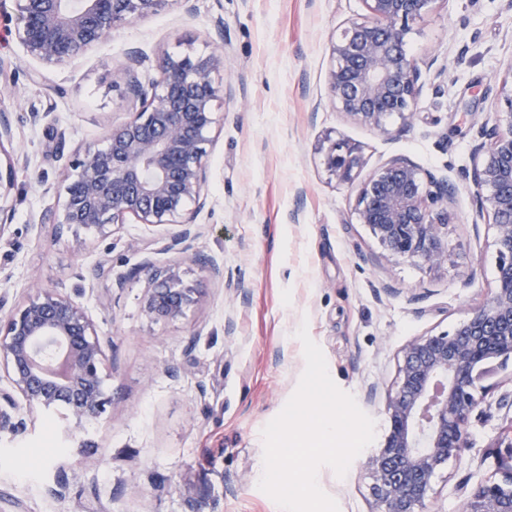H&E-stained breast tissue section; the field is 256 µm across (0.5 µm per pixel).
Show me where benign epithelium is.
Masks as SVG:
<instances>
[{
  "instance_id": "benign-epithelium-1",
  "label": "benign epithelium",
  "mask_w": 512,
  "mask_h": 512,
  "mask_svg": "<svg viewBox=\"0 0 512 512\" xmlns=\"http://www.w3.org/2000/svg\"><path fill=\"white\" fill-rule=\"evenodd\" d=\"M171 0H17L16 37L47 66L74 59L115 28L159 11ZM439 0H364L367 14L332 43L330 99L350 118L383 135L389 119L407 120L422 93L421 72L406 49L412 26ZM142 56L112 71L125 86L127 118L99 143L67 159L57 206L42 224L110 237L133 220L173 230L172 245L197 235L196 218L208 197L209 158L220 125L214 102L226 92L215 79L224 58L172 55L158 60L161 79L142 84ZM478 143L464 180L495 228L497 279L489 298L452 329L417 338L398 354L397 375L385 396L389 432L363 462L372 484L370 512H426L435 480L467 444L484 382L512 360V91L497 110L474 117ZM11 126L0 120V238L9 227V196L18 160L6 150ZM323 165L351 184L362 166L358 148L344 139L320 147ZM458 187L395 157L360 182L357 223L368 227L385 255L397 261L448 263L444 229L454 222L448 204ZM74 295L33 286L25 302L0 317V433H18L33 414L50 407L67 412L72 427L98 421L109 403L102 377L111 341H101ZM203 289L179 268L148 273L141 309L152 320L177 321ZM501 479L479 484L464 512H512V438L500 440Z\"/></svg>"
}]
</instances>
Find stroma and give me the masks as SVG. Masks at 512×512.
<instances>
[{
  "label": "stroma",
  "mask_w": 512,
  "mask_h": 512,
  "mask_svg": "<svg viewBox=\"0 0 512 512\" xmlns=\"http://www.w3.org/2000/svg\"><path fill=\"white\" fill-rule=\"evenodd\" d=\"M366 14L363 0H173L122 25L95 49L48 67L15 36L14 0H0V117L12 126L13 217L0 238V299L22 304L33 285L81 301L99 338L111 339L97 422L68 430L62 411L38 412L17 434H0V512H280L257 483L262 428L280 413L305 368L295 332L307 324L328 372L388 431L384 409L409 341L452 328L494 288L495 229L468 188L451 208L447 265L387 259L353 213L355 188L330 176L325 137L358 147L361 175L406 156L460 181L472 166L473 115L494 107L512 81V0H439L408 33L423 90L409 125L383 136L331 102L332 37ZM139 51L142 82L160 80L162 53L223 52L230 88L210 155L209 202L187 253L169 249L166 228L129 223L112 237L39 223L55 207L67 154L101 141L126 117L113 69ZM179 265L203 288L174 322L140 309L147 285L132 270ZM221 277H212L211 267ZM512 361L489 381L483 417L435 481L428 512H461L481 482L497 478L494 450L512 424ZM58 451L31 464L35 442ZM339 512H369L371 479L354 459L345 477L318 472Z\"/></svg>",
  "instance_id": "stroma-1"
}]
</instances>
